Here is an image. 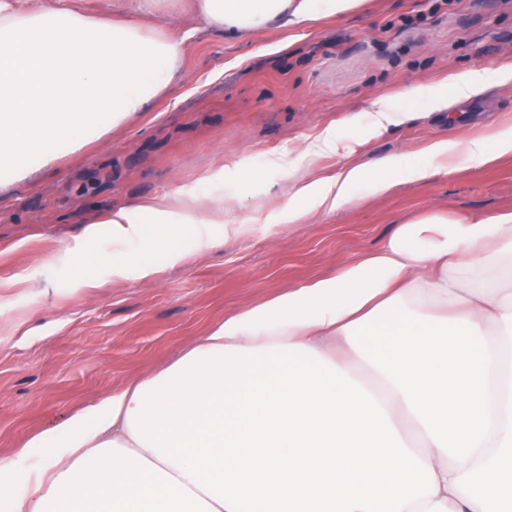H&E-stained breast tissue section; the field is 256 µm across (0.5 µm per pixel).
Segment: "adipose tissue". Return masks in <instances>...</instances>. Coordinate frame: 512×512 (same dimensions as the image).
I'll return each mask as SVG.
<instances>
[{"label":"adipose tissue","mask_w":512,"mask_h":512,"mask_svg":"<svg viewBox=\"0 0 512 512\" xmlns=\"http://www.w3.org/2000/svg\"><path fill=\"white\" fill-rule=\"evenodd\" d=\"M208 28L227 36L280 23L343 13L356 0H191ZM163 0H140V20L96 19L78 0H0V182L45 168L118 127L179 79L182 37ZM107 123H100V115ZM450 144L430 162L407 155L371 167L344 166L315 181H296L297 204L339 209L366 186L453 173ZM233 200L210 211L191 201L160 200L109 212L112 237L140 225L219 224ZM305 344L370 393L405 445L433 468L436 494L404 512H512V211L452 219L429 213L401 225L375 252L225 315L194 348ZM132 383L90 409L43 429L32 447L47 454L35 470L0 465V512H226L180 471L140 446L127 412ZM29 490L9 496V483Z\"/></svg>","instance_id":"ef3b65f1"}]
</instances>
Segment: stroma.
<instances>
[{
  "label": "stroma",
  "mask_w": 512,
  "mask_h": 512,
  "mask_svg": "<svg viewBox=\"0 0 512 512\" xmlns=\"http://www.w3.org/2000/svg\"><path fill=\"white\" fill-rule=\"evenodd\" d=\"M182 16L179 85L79 151L0 186V461L103 395L155 374L225 314L371 254L429 213L512 211V156L474 164L469 138L512 123V0H359L354 10L251 37ZM485 75L459 99L448 76ZM406 118L374 129L380 99ZM354 161L424 162L453 145V174L357 188L344 208L288 221L291 186L344 159L305 151L326 130ZM231 198L220 224L145 225L114 241L103 217L152 199ZM228 224L253 225L228 237ZM182 263L165 264L168 248ZM143 261L159 265L138 279ZM30 461L41 449L28 448Z\"/></svg>",
  "instance_id": "35a3bbf8"
}]
</instances>
